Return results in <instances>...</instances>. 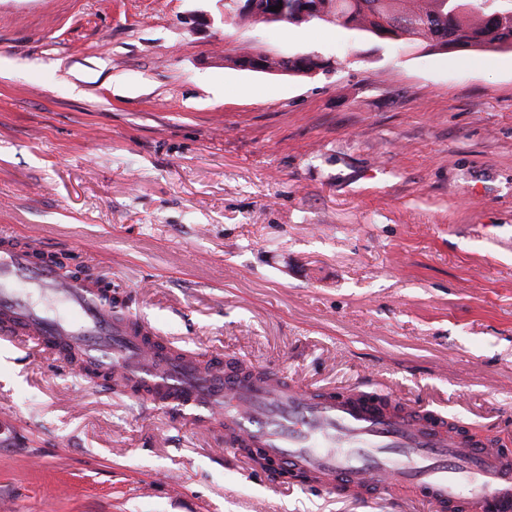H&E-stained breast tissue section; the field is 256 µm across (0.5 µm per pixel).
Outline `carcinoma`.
Here are the masks:
<instances>
[{
    "label": "carcinoma",
    "instance_id": "cac0c4a2",
    "mask_svg": "<svg viewBox=\"0 0 512 512\" xmlns=\"http://www.w3.org/2000/svg\"><path fill=\"white\" fill-rule=\"evenodd\" d=\"M280 0H259L264 24L331 23L425 52L454 49L512 52V0H288V16L270 10ZM236 24L257 20L234 14ZM272 69L307 74L319 67L311 57L268 58Z\"/></svg>",
    "mask_w": 512,
    "mask_h": 512
}]
</instances>
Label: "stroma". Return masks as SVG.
<instances>
[{
  "label": "stroma",
  "instance_id": "obj_1",
  "mask_svg": "<svg viewBox=\"0 0 512 512\" xmlns=\"http://www.w3.org/2000/svg\"><path fill=\"white\" fill-rule=\"evenodd\" d=\"M312 55L304 76L239 47ZM425 53L224 0H0V230L208 360L365 385L512 449V53ZM0 512H428L276 486L0 339ZM264 56H259L257 54H253L250 57L247 58H241L239 67L258 71V72H264V73H281V74H307L314 70L315 68L319 67V63L316 62L311 57H291L288 56V59L284 57V55H272L271 57H267L269 67L271 69H288L286 72L277 71V70H270L265 65V61L263 60Z\"/></svg>",
  "mask_w": 512,
  "mask_h": 512
}]
</instances>
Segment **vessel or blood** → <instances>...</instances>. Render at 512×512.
<instances>
[{
  "label": "vessel or blood",
  "mask_w": 512,
  "mask_h": 512,
  "mask_svg": "<svg viewBox=\"0 0 512 512\" xmlns=\"http://www.w3.org/2000/svg\"><path fill=\"white\" fill-rule=\"evenodd\" d=\"M40 245L0 236V335L62 361L79 358L164 394L181 411L204 407L224 421L228 445L264 455L270 478L308 474L327 490L413 491L435 512H512V457L449 433L425 413L382 405L355 387L337 396L270 373L243 380L223 363L159 343L116 317L99 288L60 278Z\"/></svg>",
  "instance_id": "obj_1"
}]
</instances>
